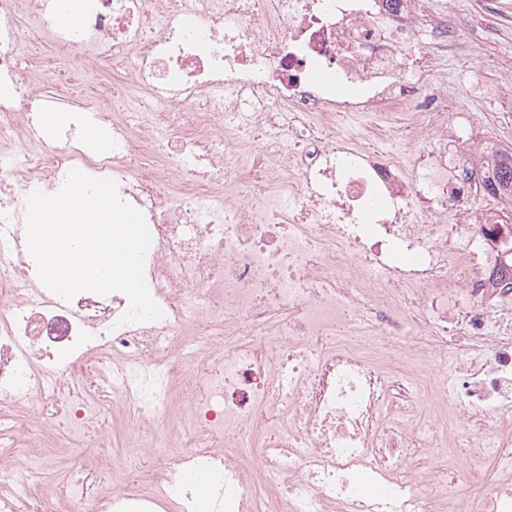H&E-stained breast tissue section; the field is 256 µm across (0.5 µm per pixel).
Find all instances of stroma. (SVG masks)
Listing matches in <instances>:
<instances>
[{
	"mask_svg": "<svg viewBox=\"0 0 512 512\" xmlns=\"http://www.w3.org/2000/svg\"><path fill=\"white\" fill-rule=\"evenodd\" d=\"M457 22L467 43L449 44L430 79L459 114L462 158L473 138L512 146V0H463Z\"/></svg>",
	"mask_w": 512,
	"mask_h": 512,
	"instance_id": "1",
	"label": "stroma"
}]
</instances>
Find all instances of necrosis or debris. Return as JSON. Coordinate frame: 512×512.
I'll return each mask as SVG.
<instances>
[{
    "mask_svg": "<svg viewBox=\"0 0 512 512\" xmlns=\"http://www.w3.org/2000/svg\"><path fill=\"white\" fill-rule=\"evenodd\" d=\"M465 40L430 0H0V512H198L190 472L207 512H512V213L423 80ZM73 169L143 213L161 319L39 280L26 199Z\"/></svg>",
    "mask_w": 512,
    "mask_h": 512,
    "instance_id": "necrosis-or-debris-1",
    "label": "necrosis or debris"
}]
</instances>
